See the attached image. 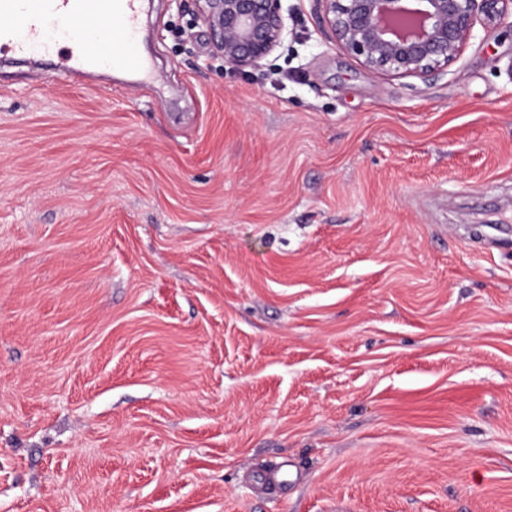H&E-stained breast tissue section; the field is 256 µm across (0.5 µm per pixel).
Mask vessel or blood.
<instances>
[{
  "label": "vessel or blood",
  "instance_id": "b4317fda",
  "mask_svg": "<svg viewBox=\"0 0 512 512\" xmlns=\"http://www.w3.org/2000/svg\"><path fill=\"white\" fill-rule=\"evenodd\" d=\"M142 0H0V54L55 56L59 72H131L148 79L138 47Z\"/></svg>",
  "mask_w": 512,
  "mask_h": 512
}]
</instances>
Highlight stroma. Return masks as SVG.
Listing matches in <instances>:
<instances>
[{
  "mask_svg": "<svg viewBox=\"0 0 512 512\" xmlns=\"http://www.w3.org/2000/svg\"><path fill=\"white\" fill-rule=\"evenodd\" d=\"M282 5L0 65V512H512V18L398 78ZM209 34L210 52L238 72L258 67L286 35L282 0H178Z\"/></svg>",
  "mask_w": 512,
  "mask_h": 512,
  "instance_id": "1",
  "label": "stroma"
}]
</instances>
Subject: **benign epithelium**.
Masks as SVG:
<instances>
[{
  "mask_svg": "<svg viewBox=\"0 0 512 512\" xmlns=\"http://www.w3.org/2000/svg\"><path fill=\"white\" fill-rule=\"evenodd\" d=\"M209 34L210 52L238 72L258 67L286 35L282 0H178ZM325 36L364 68L424 78L456 62L481 20L512 0H314Z\"/></svg>",
  "mask_w": 512,
  "mask_h": 512,
  "instance_id": "7a95c632",
  "label": "benign epithelium"
}]
</instances>
